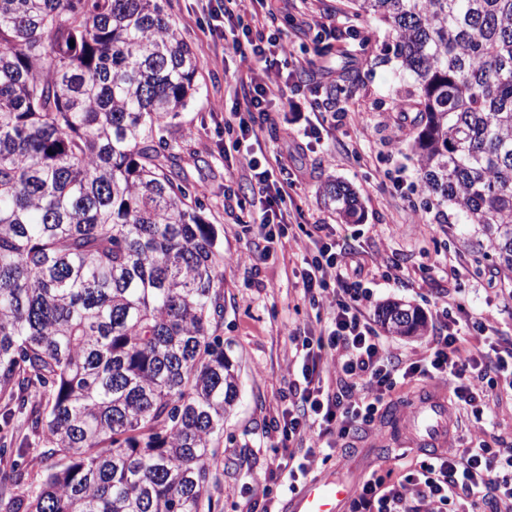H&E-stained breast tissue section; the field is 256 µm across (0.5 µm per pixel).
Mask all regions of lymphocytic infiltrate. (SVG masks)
I'll return each mask as SVG.
<instances>
[{
	"label": "lymphocytic infiltrate",
	"instance_id": "1",
	"mask_svg": "<svg viewBox=\"0 0 512 512\" xmlns=\"http://www.w3.org/2000/svg\"><path fill=\"white\" fill-rule=\"evenodd\" d=\"M199 3L212 21V35L254 62L248 80L232 88L237 108L225 114L224 125L237 128L236 144L258 139L264 126L275 122L272 106L289 99V80L278 61L291 55V45L277 38L261 45L246 28L227 34L225 25L234 21L238 0ZM241 159L255 207L253 222L261 235L271 240L275 226L307 222L296 200L302 177L293 172L287 156L277 153L260 159L246 152ZM311 225L303 243V294L312 304H324L330 327L315 338L291 337L297 398L282 409L281 418L288 438L307 448L301 455L289 452L274 474L286 476L292 491L310 474L316 443L332 448L373 426L397 385L447 380L449 404L470 410L479 420L490 410V392L504 373L512 372V341L487 335L483 322L462 318L461 307L452 303L436 313L443 329L433 333L429 355L414 362L399 359L367 314L369 293L354 266V250L335 246L330 225ZM335 375L359 385V393L340 399L330 390L329 380ZM489 489L501 502L512 504V448L484 443L451 448L396 477L370 473L354 500V512H458L460 497H467L475 508Z\"/></svg>",
	"mask_w": 512,
	"mask_h": 512
}]
</instances>
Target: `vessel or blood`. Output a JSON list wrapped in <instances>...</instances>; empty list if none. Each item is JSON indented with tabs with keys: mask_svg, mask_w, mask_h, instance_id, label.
Returning <instances> with one entry per match:
<instances>
[{
	"mask_svg": "<svg viewBox=\"0 0 512 512\" xmlns=\"http://www.w3.org/2000/svg\"><path fill=\"white\" fill-rule=\"evenodd\" d=\"M451 425L447 399L433 387H426L412 405L403 445L407 448L447 447L452 435ZM352 494V487L345 482L333 478L316 479L293 494L286 509L287 512H342Z\"/></svg>",
	"mask_w": 512,
	"mask_h": 512,
	"instance_id": "1",
	"label": "vessel or blood"
}]
</instances>
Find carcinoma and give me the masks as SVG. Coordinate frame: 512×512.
I'll return each instance as SVG.
<instances>
[{"mask_svg":"<svg viewBox=\"0 0 512 512\" xmlns=\"http://www.w3.org/2000/svg\"><path fill=\"white\" fill-rule=\"evenodd\" d=\"M418 89L423 191L512 272V0H353ZM199 62L159 0H0V396L48 450L4 512H212L238 365L168 119ZM323 197L353 220L355 193ZM420 336L422 313L378 310Z\"/></svg>","mask_w":512,"mask_h":512,"instance_id":"obj_1","label":"carcinoma"}]
</instances>
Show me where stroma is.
<instances>
[{"label":"stroma","mask_w":512,"mask_h":512,"mask_svg":"<svg viewBox=\"0 0 512 512\" xmlns=\"http://www.w3.org/2000/svg\"><path fill=\"white\" fill-rule=\"evenodd\" d=\"M162 5L199 60L198 91L170 120L167 138L179 152L201 203L200 214L213 226L226 256L219 269L224 282L221 334L240 367L239 398L224 421L222 453L208 493L214 512H278L286 494L271 487L270 471L284 453L281 410L295 398L288 332L317 330L318 309L301 292V247L293 239L294 227H285L283 236L270 243L266 260L247 257L253 249L250 193L232 148L236 133L225 129L224 115L236 107L225 87L248 76L249 61L225 51L223 42L211 36L196 0H162ZM264 10L265 24L254 30V37L280 33L293 43L296 55L316 59V67L296 82L313 87L318 99L311 111L280 107L275 126L264 129L254 151H283L288 137L308 136L309 150L293 157L307 174L299 200L309 216L332 225L337 241L357 249L365 269L376 270L368 284L369 314L387 301L400 300L429 317L452 300L480 318L489 335L511 339L512 280L497 272L481 233L463 223L455 209L437 206L427 195L401 197L390 190L395 175L419 180L411 149L418 119L409 108L414 82L393 56L390 29L374 18L355 19L349 0H316L318 14L346 22L347 32L337 37L318 27L299 29L304 0H266ZM398 103L403 113L381 125L383 115ZM319 111L336 113V125L315 130ZM330 178L356 192L364 212L361 221L345 223L325 207L321 188ZM417 210L445 214L448 221L416 222ZM490 405L492 418L480 424L462 408H452L457 428L451 447L483 441L512 446V386L500 382ZM23 419L16 402L0 398V437L24 451L25 480L13 491L30 496L43 479L45 445ZM372 435L367 429L340 441L330 458L314 463L313 475L356 485L364 468L398 472L417 459L416 449L397 447L391 439L363 446V439Z\"/></svg>","instance_id":"stroma-1"}]
</instances>
